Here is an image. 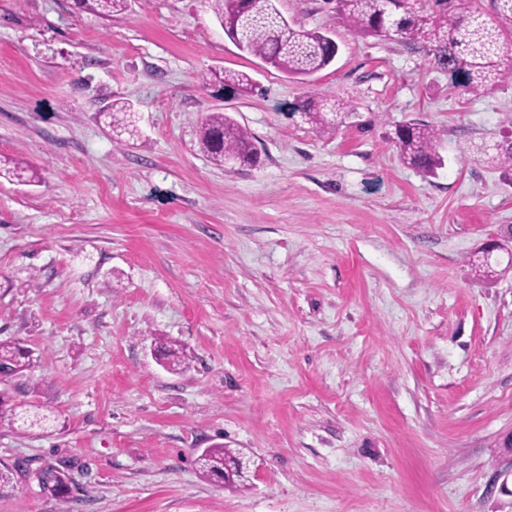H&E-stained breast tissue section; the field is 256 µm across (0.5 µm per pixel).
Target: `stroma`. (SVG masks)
<instances>
[{"mask_svg": "<svg viewBox=\"0 0 512 512\" xmlns=\"http://www.w3.org/2000/svg\"><path fill=\"white\" fill-rule=\"evenodd\" d=\"M335 61L285 78L240 52L205 0H0V341L33 427L0 420V512H512V268L472 262L512 230V183L481 154L512 137V76L461 94L424 51L350 30L337 0H279ZM243 71L250 93L222 88ZM350 103L335 132L291 108ZM129 103L135 135L104 114ZM225 112L252 166L215 164ZM444 165L403 164L396 124ZM174 340L181 374L153 349ZM224 445L250 465L197 468ZM66 472L62 503L36 473ZM77 5L101 17H112L124 8L126 0H76ZM198 145L217 164L253 165L258 153L253 136L224 112L207 113L198 127ZM395 142L400 159L426 173L435 174L442 166V159L436 151L437 136L433 128L415 122L398 125ZM30 366L29 353L18 343L0 341V375L1 377L16 376ZM240 454L226 450L223 445L206 448L197 457L199 471L208 477H216L228 484L241 482L236 470L240 462Z\"/></svg>", "mask_w": 512, "mask_h": 512, "instance_id": "35a3bbf8", "label": "stroma"}]
</instances>
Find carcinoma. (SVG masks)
Masks as SVG:
<instances>
[{
	"label": "carcinoma",
	"instance_id": "cac0c4a2",
	"mask_svg": "<svg viewBox=\"0 0 512 512\" xmlns=\"http://www.w3.org/2000/svg\"><path fill=\"white\" fill-rule=\"evenodd\" d=\"M224 35L241 52L260 59L289 79L302 80L327 66L336 58L339 46L328 34L299 25H285L282 13L272 0H206ZM408 0H338V11L356 32L384 37L396 36L425 52L434 67L448 72L452 84L461 93L477 96L491 90L504 76L503 57L512 51V0H491V9L475 14L468 0H435L439 9L431 12L412 9ZM93 14L108 18L124 8L126 0H76ZM224 88L240 92L252 89V78L243 72L226 71ZM316 128L336 129L339 120L354 113L343 102L323 103L305 96L294 104ZM108 126L134 134L128 104L116 102L106 113ZM400 159L426 173L434 174L442 166L436 151L434 129L407 122L395 129ZM198 145L218 164L234 162L253 165L258 153L253 136L224 112L206 114L198 127ZM498 164L512 171V140L496 145ZM27 165L19 161L4 164L1 175L28 183ZM157 358L171 371L186 368L188 356L172 342L157 346ZM30 366L29 353L18 343L0 341V375L16 376ZM240 455L222 445L206 448L197 457L199 471L232 484L240 482L236 470ZM43 489L62 502L70 494L65 474L49 466L40 474Z\"/></svg>",
	"mask_w": 512,
	"mask_h": 512
}]
</instances>
